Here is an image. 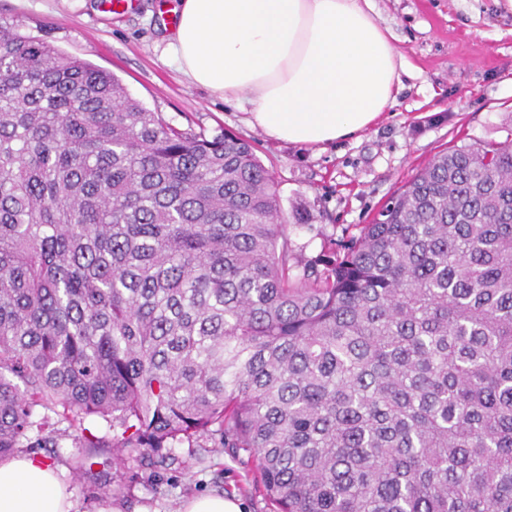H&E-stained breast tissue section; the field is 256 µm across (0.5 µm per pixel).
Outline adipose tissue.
<instances>
[{
  "label": "adipose tissue",
  "mask_w": 512,
  "mask_h": 512,
  "mask_svg": "<svg viewBox=\"0 0 512 512\" xmlns=\"http://www.w3.org/2000/svg\"><path fill=\"white\" fill-rule=\"evenodd\" d=\"M167 52L193 84L245 102L272 139L326 150L396 103L401 57L369 0H182ZM0 512H75L43 457L0 461Z\"/></svg>",
  "instance_id": "ef3b65f1"
}]
</instances>
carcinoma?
<instances>
[{"instance_id": "carcinoma-1", "label": "carcinoma", "mask_w": 512, "mask_h": 512, "mask_svg": "<svg viewBox=\"0 0 512 512\" xmlns=\"http://www.w3.org/2000/svg\"><path fill=\"white\" fill-rule=\"evenodd\" d=\"M221 448L273 512H512V129L296 257L271 172L0 24V459Z\"/></svg>"}]
</instances>
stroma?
Returning <instances> with one entry per match:
<instances>
[{"label":"stroma","instance_id":"35a3bbf8","mask_svg":"<svg viewBox=\"0 0 512 512\" xmlns=\"http://www.w3.org/2000/svg\"><path fill=\"white\" fill-rule=\"evenodd\" d=\"M179 2L133 0L128 12L111 14L104 0H0V22L114 73L181 129L252 140L275 177L288 236L303 259L370 223L439 152L502 140L512 123V14L496 0H371L402 58L396 104L360 138L324 151L268 138L246 124L237 104L187 81L163 54L171 33L164 7ZM56 427L60 437L38 453L56 466L78 512L105 504L119 512H177L184 499L208 493L238 500L243 512L271 510L247 456L183 445L164 462L113 450L112 430L100 419ZM85 427L105 446L84 447Z\"/></svg>","mask_w":512,"mask_h":512}]
</instances>
